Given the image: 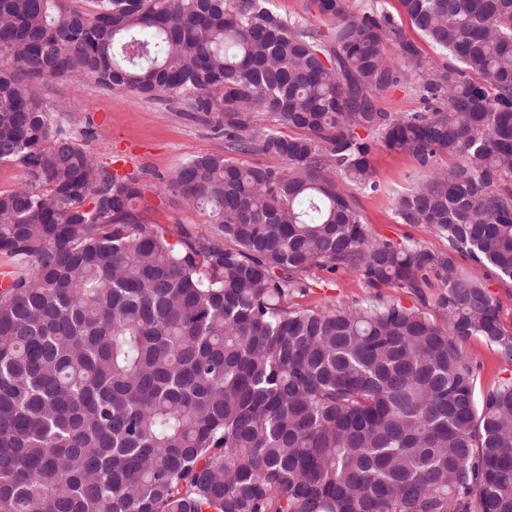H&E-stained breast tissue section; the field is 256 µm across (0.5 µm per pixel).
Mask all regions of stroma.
<instances>
[{
	"instance_id": "1",
	"label": "stroma",
	"mask_w": 512,
	"mask_h": 512,
	"mask_svg": "<svg viewBox=\"0 0 512 512\" xmlns=\"http://www.w3.org/2000/svg\"><path fill=\"white\" fill-rule=\"evenodd\" d=\"M46 101L52 122L69 127L77 138L85 140L99 162L139 180L144 191L140 209L163 225L171 237L209 233L208 217L202 209L188 207L179 197L161 190L182 161L198 155L224 154L223 135L215 133L200 113L177 98L147 101L126 91L101 88L90 80L56 81L47 89ZM371 164L384 190L357 197L369 233L397 241L410 238L433 249L440 247V240L424 225L398 223L388 195L389 189L405 186L406 176L415 166L413 159L379 150ZM315 280L310 292L297 298L298 306L314 308L336 300L355 303L365 298L353 273L319 271ZM465 350L480 369L483 387L512 378V360L483 340L470 339Z\"/></svg>"
}]
</instances>
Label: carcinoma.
I'll return each instance as SVG.
<instances>
[{"mask_svg":"<svg viewBox=\"0 0 512 512\" xmlns=\"http://www.w3.org/2000/svg\"><path fill=\"white\" fill-rule=\"evenodd\" d=\"M72 2L0 0V512H512V379L463 351L512 333L459 262L512 288V0H399L438 62L380 0H309L325 31L271 0ZM59 78L176 96L263 162L180 164L164 190L212 231L172 242L51 122ZM405 86L422 111L376 107ZM377 149L416 160L392 206L444 247L368 234ZM316 269L366 300L291 303Z\"/></svg>","mask_w":512,"mask_h":512,"instance_id":"carcinoma-1","label":"carcinoma"}]
</instances>
